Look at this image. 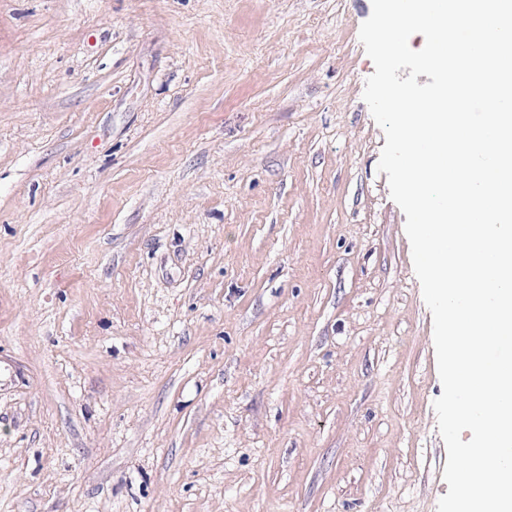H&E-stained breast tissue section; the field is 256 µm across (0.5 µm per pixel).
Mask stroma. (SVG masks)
Returning <instances> with one entry per match:
<instances>
[{"label": "stroma", "instance_id": "obj_1", "mask_svg": "<svg viewBox=\"0 0 512 512\" xmlns=\"http://www.w3.org/2000/svg\"><path fill=\"white\" fill-rule=\"evenodd\" d=\"M371 11L0 0V512H437Z\"/></svg>", "mask_w": 512, "mask_h": 512}]
</instances>
